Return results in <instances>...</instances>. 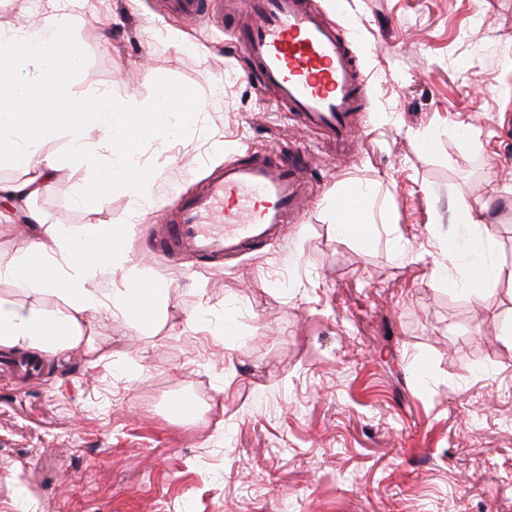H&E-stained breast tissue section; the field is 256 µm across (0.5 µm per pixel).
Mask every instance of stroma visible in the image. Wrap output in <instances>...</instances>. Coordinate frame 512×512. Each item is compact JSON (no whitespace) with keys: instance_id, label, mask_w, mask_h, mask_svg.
<instances>
[{"instance_id":"stroma-1","label":"stroma","mask_w":512,"mask_h":512,"mask_svg":"<svg viewBox=\"0 0 512 512\" xmlns=\"http://www.w3.org/2000/svg\"><path fill=\"white\" fill-rule=\"evenodd\" d=\"M73 2L83 64L54 79L71 99L109 90L144 112L161 77L201 110L144 141L148 202L97 188L67 134L44 144L67 161L29 209L66 229L132 226L133 261L169 299L149 326L92 322L93 351L37 353L28 378L0 349V512H512V281L473 299L437 248L461 197L512 272V0H315L352 33L366 84L342 155L259 85L234 39L243 18ZM54 8L0 0V27ZM253 144L306 151L314 195L296 222L257 255L167 257L158 217ZM366 189L400 249L337 237L345 194Z\"/></svg>"}]
</instances>
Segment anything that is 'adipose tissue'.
Returning <instances> with one entry per match:
<instances>
[{"label":"adipose tissue","mask_w":512,"mask_h":512,"mask_svg":"<svg viewBox=\"0 0 512 512\" xmlns=\"http://www.w3.org/2000/svg\"><path fill=\"white\" fill-rule=\"evenodd\" d=\"M74 20L73 14L61 10L42 23L38 32L19 38L16 30L1 29L0 43L23 44L26 60L32 61L37 80H49L60 67L77 68L79 59L63 55L60 47L65 42L63 31ZM17 56H10L6 70H0V156L16 161L36 159L38 179L0 181V198L20 205L27 204L42 189L52 185L55 172L65 164L62 155L41 152L43 142L60 132H68L73 143H81L87 128L102 130L111 147L107 162L99 169L101 186L111 187L121 181L147 189L146 173L138 166L145 138L154 130L168 126L171 117H178L181 126H189L196 119L195 113L172 114L162 100H155L149 111L130 115L127 108L114 104L111 92L94 95L92 100L52 107L38 113L31 127L19 124L22 115L30 108V86L18 81L16 71L21 65ZM448 235L454 245V255L467 256L459 277L449 278V286L464 284L471 294H479L475 273L484 279L497 277L499 271L485 260L491 240L484 234H471L477 224L471 206L462 199H454L449 206ZM28 224L34 234L31 247L16 251L6 264H0V279L24 284L30 288L28 299L19 301L0 296V348L16 352H66L89 348L93 338L86 328V316L98 311L105 316L115 313L132 315L135 322L144 324L159 317L165 310L168 293L163 288L148 291L145 307L136 310L132 292L143 284L141 271L130 257L128 246L112 247L113 228L89 226L81 230H63L47 223L37 212H29ZM466 228L467 237H460L458 228ZM106 250L105 261H98L96 254ZM118 274L122 287L102 290L95 284L100 268ZM53 296L60 300L57 309L48 308L45 299ZM63 322V334L50 333L49 326Z\"/></svg>","instance_id":"1"}]
</instances>
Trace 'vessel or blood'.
Instances as JSON below:
<instances>
[{
    "label": "vessel or blood",
    "instance_id": "obj_1",
    "mask_svg": "<svg viewBox=\"0 0 512 512\" xmlns=\"http://www.w3.org/2000/svg\"><path fill=\"white\" fill-rule=\"evenodd\" d=\"M242 6L251 23L239 37L262 84L275 89L299 123L327 129L338 147L350 146L365 86L348 34L327 23L311 0H242ZM308 190L304 151L253 149L179 205L166 239L174 254L201 261L262 250L303 210Z\"/></svg>",
    "mask_w": 512,
    "mask_h": 512
}]
</instances>
